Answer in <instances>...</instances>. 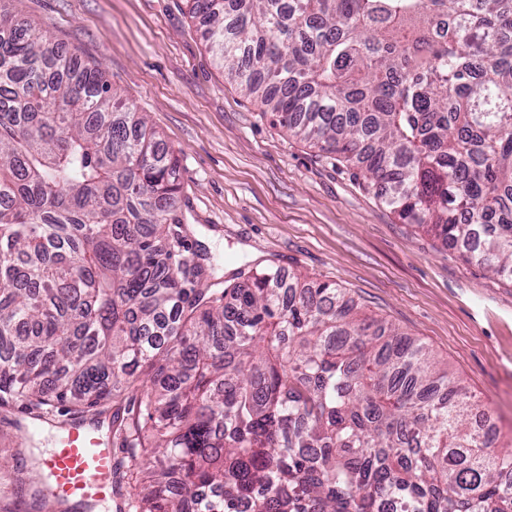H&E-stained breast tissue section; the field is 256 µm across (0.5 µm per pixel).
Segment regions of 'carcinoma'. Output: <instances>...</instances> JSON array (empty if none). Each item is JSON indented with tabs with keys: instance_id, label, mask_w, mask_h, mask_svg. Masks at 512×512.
Here are the masks:
<instances>
[{
	"instance_id": "carcinoma-1",
	"label": "carcinoma",
	"mask_w": 512,
	"mask_h": 512,
	"mask_svg": "<svg viewBox=\"0 0 512 512\" xmlns=\"http://www.w3.org/2000/svg\"><path fill=\"white\" fill-rule=\"evenodd\" d=\"M227 78L404 224L512 281V0H183ZM180 172L0 5V400L139 392L127 512H512V444L417 339L280 269L186 288Z\"/></svg>"
}]
</instances>
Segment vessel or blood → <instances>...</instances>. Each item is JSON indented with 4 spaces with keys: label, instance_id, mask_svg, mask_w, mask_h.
<instances>
[{
    "label": "vessel or blood",
    "instance_id": "vessel-or-blood-1",
    "mask_svg": "<svg viewBox=\"0 0 512 512\" xmlns=\"http://www.w3.org/2000/svg\"><path fill=\"white\" fill-rule=\"evenodd\" d=\"M119 451L101 434L100 423L88 418L63 426L44 460L46 490L57 500L105 503L114 492Z\"/></svg>",
    "mask_w": 512,
    "mask_h": 512
}]
</instances>
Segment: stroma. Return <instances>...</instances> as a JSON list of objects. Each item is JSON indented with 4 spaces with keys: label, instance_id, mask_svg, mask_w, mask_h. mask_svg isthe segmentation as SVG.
<instances>
[{
    "label": "stroma",
    "instance_id": "1",
    "mask_svg": "<svg viewBox=\"0 0 512 512\" xmlns=\"http://www.w3.org/2000/svg\"><path fill=\"white\" fill-rule=\"evenodd\" d=\"M17 20L47 31L138 111L175 156L180 254L194 279L202 256L218 276L273 266L345 288L361 315L420 339L489 411L495 443L512 441V281L468 264L400 223L342 165L274 126L214 62L182 0H8ZM81 411L58 406L45 437L23 440L28 416L0 404V463L30 471L54 430Z\"/></svg>",
    "mask_w": 512,
    "mask_h": 512
}]
</instances>
